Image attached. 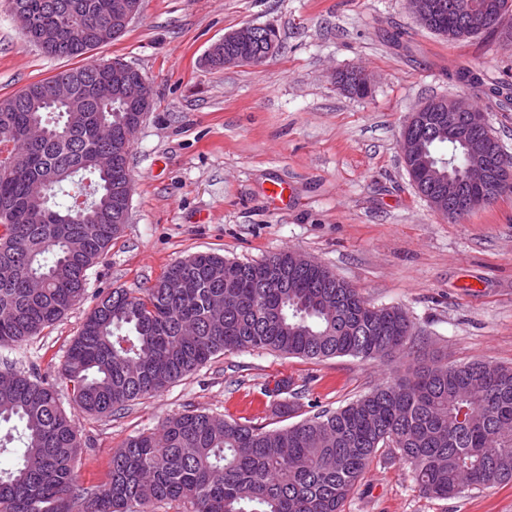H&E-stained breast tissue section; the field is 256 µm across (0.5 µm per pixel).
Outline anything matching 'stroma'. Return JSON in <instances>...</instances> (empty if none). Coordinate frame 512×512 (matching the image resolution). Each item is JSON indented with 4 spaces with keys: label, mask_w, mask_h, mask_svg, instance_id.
Segmentation results:
<instances>
[{
    "label": "stroma",
    "mask_w": 512,
    "mask_h": 512,
    "mask_svg": "<svg viewBox=\"0 0 512 512\" xmlns=\"http://www.w3.org/2000/svg\"><path fill=\"white\" fill-rule=\"evenodd\" d=\"M270 23L282 49L267 65L206 64L225 32ZM116 58L140 69L153 92L128 157L129 221L88 270L85 299L41 335L0 348V367L53 384L72 410L61 364L97 297L147 287L198 252L254 263L290 251L320 262L370 304L407 311L416 346L371 362L217 355L156 396L78 416L80 482L104 487L127 438L188 409L271 430L344 406L420 362L512 366V195L448 220L418 193L398 149L406 119L428 99L484 106L454 74L471 68L488 84L511 75L512 42L448 40L420 26L406 0H143L122 37L60 59L28 41L0 0V98ZM354 69L371 79L367 97L336 83ZM275 181L289 191L271 199ZM282 379L291 387L280 394ZM342 512H512V484L428 498L409 464L383 448Z\"/></svg>",
    "instance_id": "obj_1"
}]
</instances>
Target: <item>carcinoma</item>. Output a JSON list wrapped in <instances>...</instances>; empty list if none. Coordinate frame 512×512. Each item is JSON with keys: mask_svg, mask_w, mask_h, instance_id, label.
<instances>
[{"mask_svg": "<svg viewBox=\"0 0 512 512\" xmlns=\"http://www.w3.org/2000/svg\"><path fill=\"white\" fill-rule=\"evenodd\" d=\"M56 42L47 55L75 58L103 45L92 26L62 22L68 3H83L103 21L114 0H20ZM427 28L450 41L512 30L509 0L502 15L486 14L478 0H439ZM281 48L275 27H255L248 46L225 43L208 59L263 55ZM101 65L61 71L27 85L26 97L0 99V133L12 136L8 172H0V347L16 346L61 319L87 292V271L108 253L121 230L124 203L117 187L128 173L131 146L112 170L94 162L98 151L124 142L125 112L114 102L81 97L59 103L48 89L59 80L81 87L103 78ZM336 80L351 95L369 91L354 72ZM485 94L512 107V81ZM452 124L470 138L491 129L470 112ZM426 155L448 148L449 173L418 192L451 220L470 215L471 160L454 146L448 126L427 121L406 129ZM94 176L95 189L80 213L58 201L77 175ZM414 324L398 307H375L327 267L292 264L273 254L242 263L202 252L171 265L138 292L114 290L98 298L61 364L75 410L106 415L154 396L219 353L263 349L306 359L351 356L361 361L410 351ZM22 429L0 437V456L20 453L0 469V512H150L181 500L190 512H341L345 499L381 448H393L412 470L417 489L446 499L465 488L512 483V366L480 360L459 365L418 364L336 410H321L277 430L186 410L160 430L128 438L112 454L110 482L101 490L78 481L81 448L75 415L37 378L13 374L0 385V422ZM20 448H15V445Z\"/></svg>", "mask_w": 512, "mask_h": 512, "instance_id": "obj_1", "label": "carcinoma"}]
</instances>
